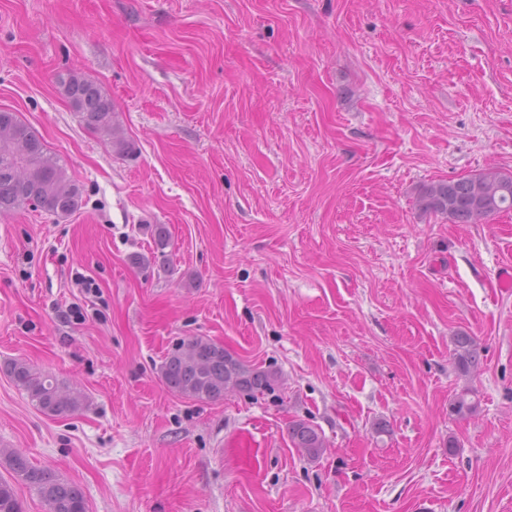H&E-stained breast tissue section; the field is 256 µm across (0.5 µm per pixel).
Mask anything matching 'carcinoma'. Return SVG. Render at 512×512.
<instances>
[{
    "instance_id": "1",
    "label": "carcinoma",
    "mask_w": 512,
    "mask_h": 512,
    "mask_svg": "<svg viewBox=\"0 0 512 512\" xmlns=\"http://www.w3.org/2000/svg\"><path fill=\"white\" fill-rule=\"evenodd\" d=\"M58 85L89 128L112 137L115 107L101 86L74 70L59 75ZM82 193L81 186L35 131L15 113L0 111V215L33 205L68 217L81 207ZM419 203L423 210L443 215L455 224H476L512 209V171L488 167L456 181L429 183L421 188ZM454 344L456 366L464 373L477 368L480 356L473 340L458 336ZM6 370L15 385L48 416L68 417L85 405L82 391L64 389L56 378L22 359L8 363ZM160 372L171 392L197 400L217 401L227 390L253 396L269 394L278 385L276 372L248 366L224 345L201 338L177 342L168 351ZM472 396L469 388L456 394L451 412L457 416L472 412ZM288 435L294 447L310 459L325 451L324 437L305 420L290 423ZM0 459L37 492L48 512H88L79 485L62 482L50 470L30 465L25 456L10 448H0ZM0 512H22L14 488L1 478Z\"/></svg>"
}]
</instances>
